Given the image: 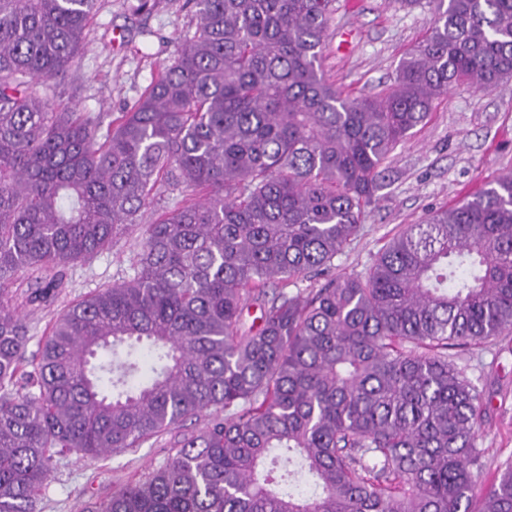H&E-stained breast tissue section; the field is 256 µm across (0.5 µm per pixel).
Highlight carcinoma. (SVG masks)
<instances>
[{
  "mask_svg": "<svg viewBox=\"0 0 512 512\" xmlns=\"http://www.w3.org/2000/svg\"><path fill=\"white\" fill-rule=\"evenodd\" d=\"M193 2V34L103 132L58 91L100 0H0V512H32L53 448L132 450L204 412L92 512H512V460L477 493L483 403L448 360L512 334V172L367 272L284 291L331 268L435 100L512 76V0H437L377 95L321 71L335 0ZM132 227L133 274L58 313L19 383L13 280L50 304Z\"/></svg>",
  "mask_w": 512,
  "mask_h": 512,
  "instance_id": "cac0c4a2",
  "label": "carcinoma"
}]
</instances>
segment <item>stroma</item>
Segmentation results:
<instances>
[{
    "mask_svg": "<svg viewBox=\"0 0 512 512\" xmlns=\"http://www.w3.org/2000/svg\"><path fill=\"white\" fill-rule=\"evenodd\" d=\"M85 44L63 88L87 112L112 120L131 108L176 42L195 29L187 0L150 13L138 0H100ZM433 0L413 6L401 0H337L322 69L346 92L376 94L393 84L404 56L427 36ZM512 171V78L488 92L466 85L439 98L429 119L390 154L383 187L367 207L351 243L333 260L338 275L365 272L386 243L432 210L470 197ZM136 234L70 266L66 286L50 307L27 316L28 356H35L57 314L68 304L129 274ZM452 362L481 395L486 424L477 437L485 451L484 478L512 460V345L500 340L479 348L453 349ZM207 422L197 416L138 448L91 460L54 454L47 483L33 512H84L92 503L172 458L182 435Z\"/></svg>",
    "mask_w": 512,
    "mask_h": 512,
    "instance_id": "1",
    "label": "stroma"
}]
</instances>
